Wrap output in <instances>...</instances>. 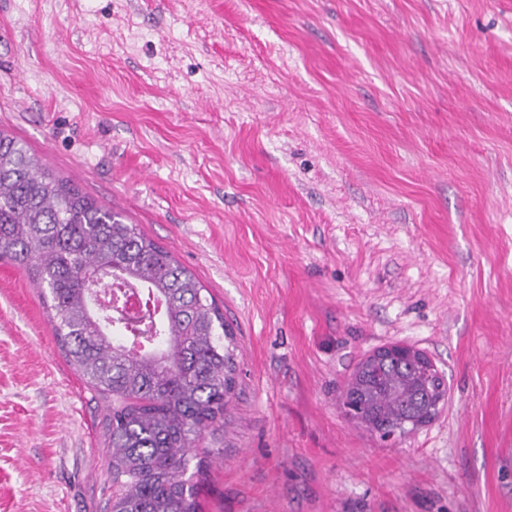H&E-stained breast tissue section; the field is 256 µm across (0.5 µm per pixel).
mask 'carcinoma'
I'll use <instances>...</instances> for the list:
<instances>
[{
    "label": "carcinoma",
    "mask_w": 512,
    "mask_h": 512,
    "mask_svg": "<svg viewBox=\"0 0 512 512\" xmlns=\"http://www.w3.org/2000/svg\"><path fill=\"white\" fill-rule=\"evenodd\" d=\"M0 259L54 311L68 361L107 403L110 512H202L199 442L224 427L233 332L206 288L135 224L0 133ZM363 426L413 420L441 378L407 360L357 367Z\"/></svg>",
    "instance_id": "carcinoma-1"
}]
</instances>
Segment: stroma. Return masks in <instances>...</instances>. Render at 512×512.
<instances>
[{"mask_svg":"<svg viewBox=\"0 0 512 512\" xmlns=\"http://www.w3.org/2000/svg\"><path fill=\"white\" fill-rule=\"evenodd\" d=\"M0 132L208 289L203 512H512V0H0ZM0 260V512H110L106 405ZM406 343L448 403L340 397ZM395 354H406L417 361L422 366H428L432 364L429 357L421 350L405 343H393L375 350L367 356L371 362L387 361L390 357Z\"/></svg>","mask_w":512,"mask_h":512,"instance_id":"obj_1","label":"stroma"}]
</instances>
